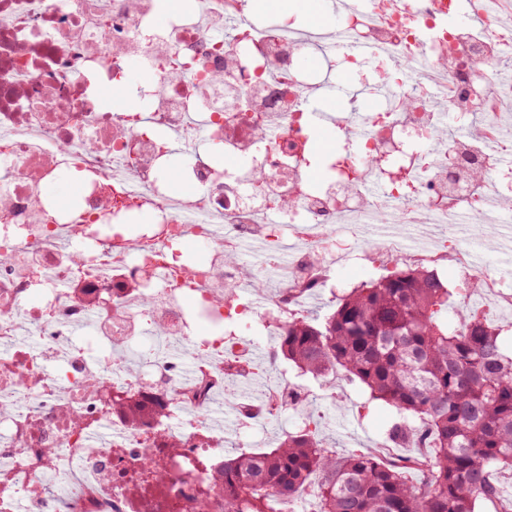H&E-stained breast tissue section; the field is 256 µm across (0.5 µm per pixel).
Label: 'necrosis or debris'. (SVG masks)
Listing matches in <instances>:
<instances>
[{"mask_svg": "<svg viewBox=\"0 0 512 512\" xmlns=\"http://www.w3.org/2000/svg\"><path fill=\"white\" fill-rule=\"evenodd\" d=\"M511 11L360 0L337 27L304 32L290 16L255 19L248 0L169 15L161 0H0V512H198L205 498L224 512V429L207 411L253 372L243 334L335 291L366 225L434 235L415 252L388 230L374 262L461 263L464 216L512 218ZM339 73L387 94L363 115L367 135L333 117L338 164L316 183L313 96ZM108 93L122 107L105 108ZM63 174L71 206L45 191ZM191 239L203 258H189ZM254 240L265 261L246 269L233 257ZM271 272L279 292L261 307L249 287ZM200 321L211 335H196ZM84 326L100 355L76 342ZM123 394L166 414L130 428L110 409ZM308 404L285 381L232 410L254 428Z\"/></svg>", "mask_w": 512, "mask_h": 512, "instance_id": "1", "label": "necrosis or debris"}]
</instances>
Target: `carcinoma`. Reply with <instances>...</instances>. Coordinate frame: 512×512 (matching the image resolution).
I'll return each instance as SVG.
<instances>
[{"mask_svg":"<svg viewBox=\"0 0 512 512\" xmlns=\"http://www.w3.org/2000/svg\"><path fill=\"white\" fill-rule=\"evenodd\" d=\"M452 296L439 276L405 263L338 299L321 323L294 316L280 327L272 359L328 381L344 371L370 399L400 416L389 438L424 457L383 462L374 451L336 455L315 431L290 432L268 452H242L216 467L224 512H281L314 484L315 512H476L500 497L490 479L512 469V356L501 329ZM112 413L142 428L164 416L133 396Z\"/></svg>","mask_w":512,"mask_h":512,"instance_id":"carcinoma-1","label":"carcinoma"}]
</instances>
